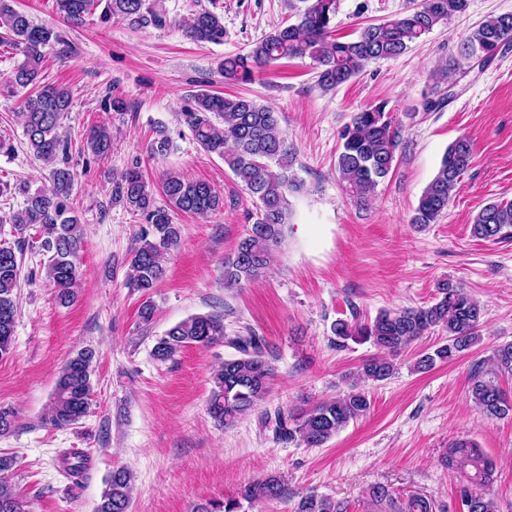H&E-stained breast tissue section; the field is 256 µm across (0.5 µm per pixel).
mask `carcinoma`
Instances as JSON below:
<instances>
[{
	"mask_svg": "<svg viewBox=\"0 0 512 512\" xmlns=\"http://www.w3.org/2000/svg\"><path fill=\"white\" fill-rule=\"evenodd\" d=\"M59 15L70 25L80 26L86 16L102 8L100 18L107 22L120 18L131 26L151 24L162 28L170 24L164 0H55ZM297 21L278 26L257 39L245 53L227 55L219 64L224 80L250 83L255 75L283 59H309L314 65L316 84L332 91L358 76L372 62L398 57L407 52L439 24L464 14L470 0H421L414 8L380 23L364 26L358 36L342 41L333 35L337 0H301ZM0 44L6 43L23 55L9 85L28 87L40 81L41 49L59 40L54 28L38 24L16 10L11 0H0ZM183 32L197 43H224V17L209 8H200L184 21ZM512 46V12L488 16L476 28L460 37L459 53L466 59L475 55L492 63ZM456 81L446 87L435 86L421 102L425 112H438L454 96ZM192 95V105L179 114L196 142L224 164L255 199L257 215L246 236L233 254L224 258V287L242 288L256 281L274 261L284 238L290 215L289 196L304 189L295 175L296 148L280 125V113L245 96L225 97L207 89ZM71 93L62 86H44L28 95L22 116L24 134L33 155L52 166L51 186L24 195V207L12 218L22 234L31 226L42 232L41 248L49 253L47 278L58 299L70 302L81 280L79 253L83 234L73 215L70 195L73 172L67 166L68 136L62 122L70 112ZM379 102L354 113L339 131L341 150L336 156V172L346 193L359 205L369 203L378 184L392 171L401 144L402 126ZM83 149L95 158L112 151V134L104 125L92 127ZM173 141L164 126L157 127L148 146L149 155L165 157ZM473 159L470 139L462 136L445 151L434 178L419 197L411 223L426 226L436 223L448 210L452 192L467 172ZM161 188L165 203L156 204L140 170V160L113 183L112 199L139 213L145 225L140 228L129 260L128 283L145 296L140 308L141 322L148 324L155 313L153 289L166 274L164 256L180 241L181 225L174 223L178 212L205 217L224 207V199L205 181H185L167 174ZM472 234L479 239L497 240L512 234V201H494L476 214ZM19 263L14 249L0 245V358L10 354L18 313L15 290L19 285ZM484 310L460 286L446 281L437 284L435 302L419 307L383 310L375 318L339 319L331 331L336 345L347 341L370 343L379 355L364 361L359 377L372 382L389 379L395 370L393 358L410 345L438 328L446 340L431 352L417 358L415 369L427 372L438 362H450L469 350L479 339ZM223 343L237 352L214 371L208 413L220 426L234 424L251 414L266 399L276 377L267 357L265 341L254 331L233 336L226 334L224 316L194 314L165 331L152 348L160 362L173 359L184 347H210ZM96 352L87 347L71 357L58 374L48 423L63 429L86 416L93 394ZM493 370L512 374V344L497 346L491 354ZM471 400L487 418H503L512 413V398L492 379L478 375L470 390ZM371 408L368 392L353 382L347 391L314 407L294 412L277 410L265 415L262 424L281 442H296L319 448L350 423L366 416ZM66 473L80 478L87 471L86 458L77 453L61 456ZM445 466L462 476L459 496L467 499L468 512H497L489 492L494 465L476 442L458 439L444 457ZM131 472L119 467L105 482L96 512H127L131 498ZM285 487L275 476L255 479L245 485L243 497L258 502L281 499ZM370 505L389 506L390 512H434L432 500L411 495L399 503L383 486L367 490ZM235 500L207 501L196 512H237ZM0 512H26L23 501L11 486L0 481ZM295 512H344L341 504L314 494L305 495Z\"/></svg>",
	"mask_w": 512,
	"mask_h": 512,
	"instance_id": "obj_1",
	"label": "carcinoma"
}]
</instances>
